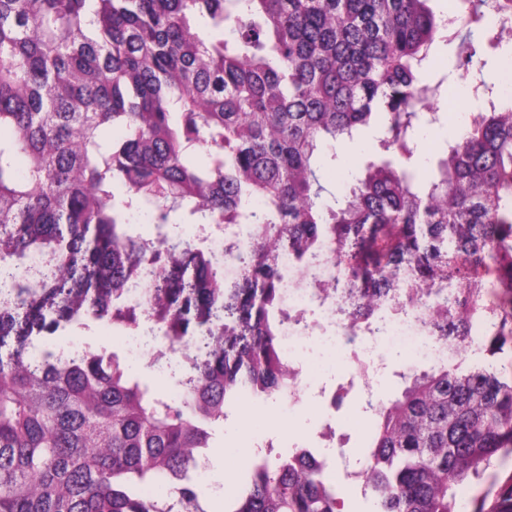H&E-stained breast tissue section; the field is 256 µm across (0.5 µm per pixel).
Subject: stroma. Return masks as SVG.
I'll return each instance as SVG.
<instances>
[{
	"instance_id": "35a3bbf8",
	"label": "stroma",
	"mask_w": 512,
	"mask_h": 512,
	"mask_svg": "<svg viewBox=\"0 0 512 512\" xmlns=\"http://www.w3.org/2000/svg\"><path fill=\"white\" fill-rule=\"evenodd\" d=\"M455 50V45L443 42L437 43L433 50V74L435 79L441 80L442 87L439 98L433 102L434 109L440 113V120L420 141V151L427 157L434 156L442 144L456 139L453 131L455 117L445 110L449 97L459 96L464 85L478 78L493 80L501 60L499 51L485 44L480 45L478 55L485 64L483 71L466 73L450 65ZM376 136V130L367 129L355 140L339 143L333 148L324 147L322 178L330 193L339 196L345 192L352 177L372 158ZM127 335L125 329L90 321L53 337L50 344L55 348H64L75 342L95 351L116 353L133 377L151 384L162 396L176 397L178 389L174 382L156 370L150 355L137 358L128 354ZM364 405L363 396L356 388L351 390L340 411L333 415L310 402L296 409L278 400L247 397L229 405L223 423L214 429L210 446L204 454L205 465L197 477L205 503L212 512H224L225 491L238 489L237 478L245 473L250 451L270 443L275 452L285 455L291 453L293 448L315 445L318 433L329 426L335 430L337 437L344 440L332 459L336 478L345 486L355 512H370L372 503L364 498L361 483L352 477L349 468L350 463L362 460L370 430ZM246 414L250 415L251 421L244 428L240 421ZM234 448L241 449L242 455L235 466L237 478L230 482L224 478V467L227 454Z\"/></svg>"
}]
</instances>
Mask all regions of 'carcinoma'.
I'll return each mask as SVG.
<instances>
[{"instance_id":"1","label":"carcinoma","mask_w":512,"mask_h":512,"mask_svg":"<svg viewBox=\"0 0 512 512\" xmlns=\"http://www.w3.org/2000/svg\"><path fill=\"white\" fill-rule=\"evenodd\" d=\"M0 0V512H208L193 472L241 393L288 394L280 285L326 291L317 267L359 289L373 316L400 273L410 303L454 331L459 360L413 365L368 406L361 477L372 512H512V103L444 146L424 182L420 130L440 85L437 41L475 65L474 37L512 0ZM114 126L125 129L110 139ZM380 130L378 155L324 201L321 148ZM24 155V171L16 157ZM149 209L156 237L130 233ZM250 224L246 245L188 239L178 216ZM295 257L293 271L278 263ZM179 367L167 399L118 356L65 359L35 342L97 321L136 330L130 285ZM168 485L165 499L142 492ZM224 512H347L326 464L266 452Z\"/></svg>"}]
</instances>
